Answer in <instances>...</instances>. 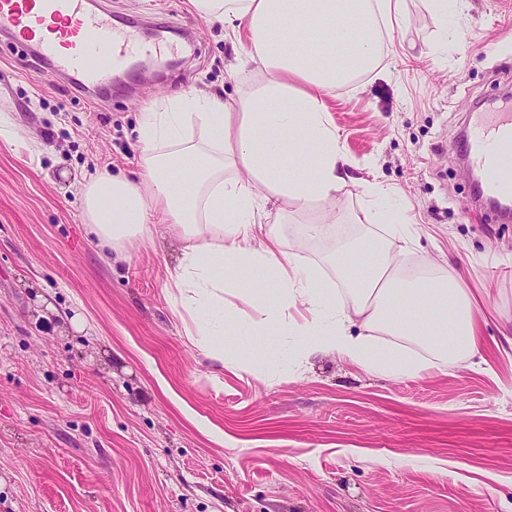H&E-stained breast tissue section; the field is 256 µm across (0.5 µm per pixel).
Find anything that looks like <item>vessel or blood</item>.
<instances>
[{
	"label": "vessel or blood",
	"mask_w": 512,
	"mask_h": 512,
	"mask_svg": "<svg viewBox=\"0 0 512 512\" xmlns=\"http://www.w3.org/2000/svg\"><path fill=\"white\" fill-rule=\"evenodd\" d=\"M0 35L30 46L53 73L75 85L106 86L136 56H161L142 45L135 28H119L98 0H0ZM460 151L483 172L488 195L512 198V101L472 113Z\"/></svg>",
	"instance_id": "vessel-or-blood-1"
}]
</instances>
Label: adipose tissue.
Wrapping results in <instances>:
<instances>
[{"mask_svg": "<svg viewBox=\"0 0 512 512\" xmlns=\"http://www.w3.org/2000/svg\"><path fill=\"white\" fill-rule=\"evenodd\" d=\"M204 18L246 31L241 61L252 78L236 98L186 91L156 98L140 116L136 180L103 172L82 191L85 220L100 245L119 249L175 225L185 245L172 276L176 304L193 323L209 359L224 360L236 337L238 365L248 370V342L261 335L294 338L302 360L335 351L386 376L417 375L427 363L378 334L422 346L442 362L480 352L476 302L456 271L407 283L400 258L411 239L407 207L387 185L365 183L385 225L388 247L371 238L326 251L305 266L287 252L277 226H263L268 202L280 224L289 208H316L305 233L326 235L331 207L346 181L348 159L323 96L355 75L378 70L384 43L404 21L406 0H190ZM189 169L191 178L177 174ZM335 273L340 288L322 280ZM254 305L247 320L224 306L225 292Z\"/></svg>", "mask_w": 512, "mask_h": 512, "instance_id": "adipose-tissue-1", "label": "adipose tissue"}]
</instances>
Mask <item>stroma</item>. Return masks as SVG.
I'll list each match as a JSON object with an SVG mask.
<instances>
[{
	"mask_svg": "<svg viewBox=\"0 0 512 512\" xmlns=\"http://www.w3.org/2000/svg\"><path fill=\"white\" fill-rule=\"evenodd\" d=\"M383 69L326 97L350 180L332 238L367 233L362 184L411 207V263L453 265L477 299L484 363L419 376L368 372L336 352L217 369L170 296L184 245L160 224L101 249L81 206L102 171L138 170L136 128L161 94L237 96L246 37L190 0H111L113 23L177 25L174 63L102 90L41 79L0 40V113L39 155L0 141V512H512V222L474 218L457 151L475 101L512 94V0H469L460 39L435 51L425 0H407ZM314 209L279 230L297 245Z\"/></svg>",
	"mask_w": 512,
	"mask_h": 512,
	"instance_id": "1",
	"label": "stroma"
}]
</instances>
